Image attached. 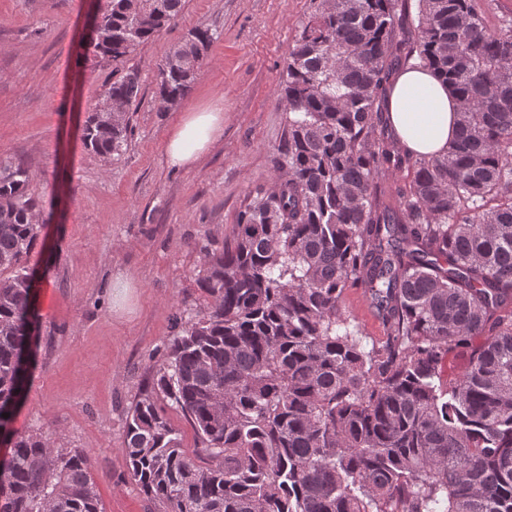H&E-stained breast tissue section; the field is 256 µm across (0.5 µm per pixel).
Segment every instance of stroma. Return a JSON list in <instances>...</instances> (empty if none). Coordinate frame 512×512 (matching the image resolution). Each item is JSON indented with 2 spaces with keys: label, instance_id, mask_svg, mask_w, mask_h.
Masks as SVG:
<instances>
[{
  "label": "stroma",
  "instance_id": "35a3bbf8",
  "mask_svg": "<svg viewBox=\"0 0 512 512\" xmlns=\"http://www.w3.org/2000/svg\"><path fill=\"white\" fill-rule=\"evenodd\" d=\"M318 0H184L175 22L126 60L85 50L95 0H0V160L32 175L48 227L28 257L38 273L36 365L12 427L85 451L103 512H163L132 481L125 419L150 387L176 314L205 305L206 242L223 245L257 188H271L288 134L281 82ZM198 26L214 40L188 95L162 108L156 66ZM143 95L123 155L88 151L82 128L112 81ZM216 108L224 132L191 166L164 143L183 113ZM129 280L127 300L110 284Z\"/></svg>",
  "mask_w": 512,
  "mask_h": 512
}]
</instances>
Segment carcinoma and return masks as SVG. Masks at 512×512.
Returning a JSON list of instances; mask_svg holds the SVG:
<instances>
[{
    "instance_id": "obj_1",
    "label": "carcinoma",
    "mask_w": 512,
    "mask_h": 512,
    "mask_svg": "<svg viewBox=\"0 0 512 512\" xmlns=\"http://www.w3.org/2000/svg\"><path fill=\"white\" fill-rule=\"evenodd\" d=\"M180 9L112 0L94 56L126 58ZM482 13L418 0L410 29L404 0H321L302 23L275 184L205 249L207 309L177 317L126 417L129 474L166 512H512V21L490 31ZM212 40L198 26L157 65L163 103L188 93V62ZM402 60L460 101L443 154L414 158L386 134L380 101ZM108 92L141 102L135 76ZM130 132L93 111L83 143L117 159ZM406 169L395 209L385 183ZM29 183L0 162V512H102L85 452L10 428L35 355ZM354 286L385 329L370 345L344 306ZM461 349L467 366L446 376ZM161 399L191 424L195 455Z\"/></svg>"
}]
</instances>
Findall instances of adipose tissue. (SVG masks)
Returning <instances> with one entry per match:
<instances>
[{
	"label": "adipose tissue",
	"instance_id": "obj_1",
	"mask_svg": "<svg viewBox=\"0 0 512 512\" xmlns=\"http://www.w3.org/2000/svg\"><path fill=\"white\" fill-rule=\"evenodd\" d=\"M383 110L398 147L414 156L444 153L457 132L459 102L427 67L412 65L396 73L387 85ZM223 131V113H185L165 143L169 164L190 166Z\"/></svg>",
	"mask_w": 512,
	"mask_h": 512
}]
</instances>
